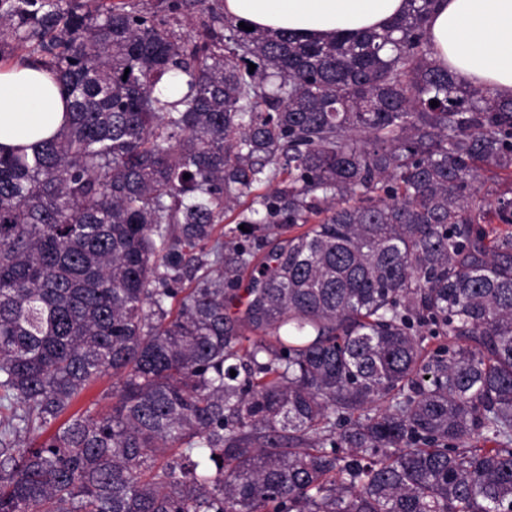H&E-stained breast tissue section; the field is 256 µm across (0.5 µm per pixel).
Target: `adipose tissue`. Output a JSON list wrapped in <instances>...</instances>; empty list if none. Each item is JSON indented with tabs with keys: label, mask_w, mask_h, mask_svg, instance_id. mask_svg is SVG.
Instances as JSON below:
<instances>
[{
	"label": "adipose tissue",
	"mask_w": 512,
	"mask_h": 512,
	"mask_svg": "<svg viewBox=\"0 0 512 512\" xmlns=\"http://www.w3.org/2000/svg\"><path fill=\"white\" fill-rule=\"evenodd\" d=\"M405 0H224L229 19L303 40L380 30ZM428 37L437 62L459 81L512 96V0H439ZM65 99L49 71L0 69V149L55 135Z\"/></svg>",
	"instance_id": "obj_1"
}]
</instances>
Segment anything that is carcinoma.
<instances>
[{
  "label": "carcinoma",
  "instance_id": "carcinoma-1",
  "mask_svg": "<svg viewBox=\"0 0 512 512\" xmlns=\"http://www.w3.org/2000/svg\"><path fill=\"white\" fill-rule=\"evenodd\" d=\"M433 2L303 41L0 0L67 105L0 153V512H512V98ZM116 379L112 377V374H108L101 380L96 382L91 388L83 395L77 404H75L68 416L77 411L84 410L90 402L95 400L100 401V407H107L112 405V389Z\"/></svg>",
  "mask_w": 512,
  "mask_h": 512
}]
</instances>
